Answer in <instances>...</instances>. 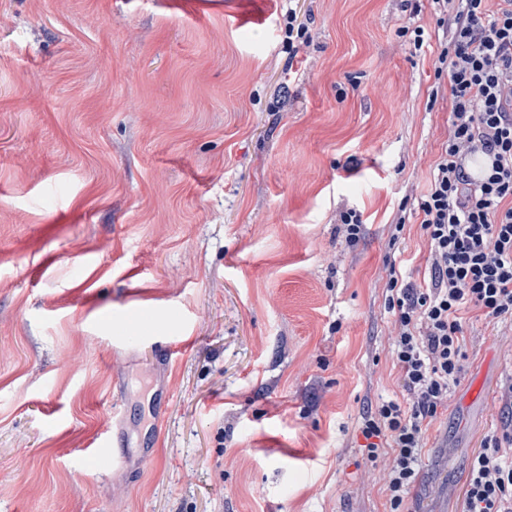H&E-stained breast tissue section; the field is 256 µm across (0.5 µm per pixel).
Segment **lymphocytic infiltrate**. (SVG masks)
Here are the masks:
<instances>
[{
	"label": "lymphocytic infiltrate",
	"instance_id": "obj_1",
	"mask_svg": "<svg viewBox=\"0 0 512 512\" xmlns=\"http://www.w3.org/2000/svg\"><path fill=\"white\" fill-rule=\"evenodd\" d=\"M442 31L434 61L448 78L451 124L418 204L429 279L386 264L389 350L407 402L360 417L370 462L385 461L388 512H405L425 433L460 383L467 359L460 311L512 323V0H432ZM460 512H512V419L467 461Z\"/></svg>",
	"mask_w": 512,
	"mask_h": 512
}]
</instances>
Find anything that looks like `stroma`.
<instances>
[{"instance_id": "1", "label": "stroma", "mask_w": 512, "mask_h": 512, "mask_svg": "<svg viewBox=\"0 0 512 512\" xmlns=\"http://www.w3.org/2000/svg\"><path fill=\"white\" fill-rule=\"evenodd\" d=\"M437 43L430 0H0V512H386L358 420L406 398L383 277L429 267ZM140 291L186 350L111 341ZM462 325L408 512H454L506 416L512 326ZM118 441H115L112 434H109L105 440L98 442L96 450L93 452L95 455L91 456L89 462L100 467L104 463L112 465L118 463L121 459V454L116 448H120Z\"/></svg>"}]
</instances>
